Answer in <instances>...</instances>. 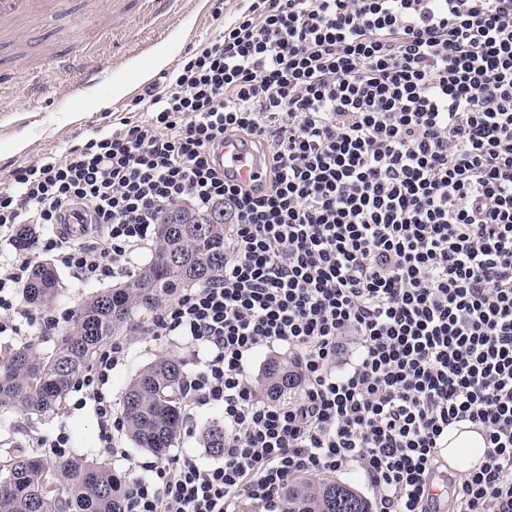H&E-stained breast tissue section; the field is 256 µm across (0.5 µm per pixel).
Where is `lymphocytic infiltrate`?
<instances>
[{"label":"lymphocytic infiltrate","instance_id":"1","mask_svg":"<svg viewBox=\"0 0 512 512\" xmlns=\"http://www.w3.org/2000/svg\"><path fill=\"white\" fill-rule=\"evenodd\" d=\"M111 133L17 168L0 239L42 228L0 267V334L50 256L81 282L123 280L161 214L224 213V271L155 313L149 333L206 358L186 380L224 413V455L141 463L126 512H282L303 476L363 474L376 512H512V0H245ZM245 143L261 182L215 150ZM87 205L99 237L57 231ZM288 347L287 400L252 356ZM106 342L78 381L113 451ZM485 433L486 462L431 496L450 424Z\"/></svg>","mask_w":512,"mask_h":512}]
</instances>
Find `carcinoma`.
<instances>
[{
	"mask_svg": "<svg viewBox=\"0 0 512 512\" xmlns=\"http://www.w3.org/2000/svg\"><path fill=\"white\" fill-rule=\"evenodd\" d=\"M33 224H19L15 247L28 250ZM224 271V213L194 214V223L175 224L167 212L155 226L148 264L121 284L91 296L49 353L33 345H0V412L47 415L59 409L102 343L111 336L144 330L157 307L185 288L204 285ZM59 291L56 269L34 265L23 288L30 305L47 306ZM183 363L159 357L140 369L120 403L129 439L159 458L175 447L183 424ZM295 360L270 358L263 371L267 396L279 400L298 387ZM207 453L224 454V423L209 421L202 433ZM125 485L111 470L84 454L47 463L33 448H0V512H124ZM284 512H371L348 483L302 479L290 486Z\"/></svg>",
	"mask_w": 512,
	"mask_h": 512,
	"instance_id": "1",
	"label": "carcinoma"
}]
</instances>
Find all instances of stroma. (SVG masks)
Here are the masks:
<instances>
[{
  "mask_svg": "<svg viewBox=\"0 0 512 512\" xmlns=\"http://www.w3.org/2000/svg\"><path fill=\"white\" fill-rule=\"evenodd\" d=\"M111 3L72 0L68 14L47 19L27 31L22 38L25 55L0 46V62L25 72L11 88L0 91V182H11L18 167L82 146L97 134L111 131L123 109L142 94V74H157L155 56L165 54L168 62L164 69L173 71L192 45L212 37L216 4H223L224 14L230 18L238 0H182L180 14L161 25L127 20L98 48L106 74L101 84L79 92L75 89L78 74L61 75L53 78L48 93L38 99L31 97L27 72L47 67L56 55L79 52L90 36L82 23L83 9L94 4L105 13ZM121 341L127 357L113 370L107 385L113 401H120L136 372L156 358L172 357L182 361L186 371L194 369L195 358L180 341L157 340L145 332L122 336ZM79 399V392H69L57 413L47 417L12 411L0 417V431L11 433L13 440L25 447L38 437L65 433L67 454L89 453L122 479H129L138 463L150 460V453L135 447L122 430L114 434L119 454L106 453L100 446L93 408L80 405Z\"/></svg>",
  "mask_w": 512,
  "mask_h": 512,
  "instance_id": "35a3bbf8",
  "label": "stroma"
}]
</instances>
